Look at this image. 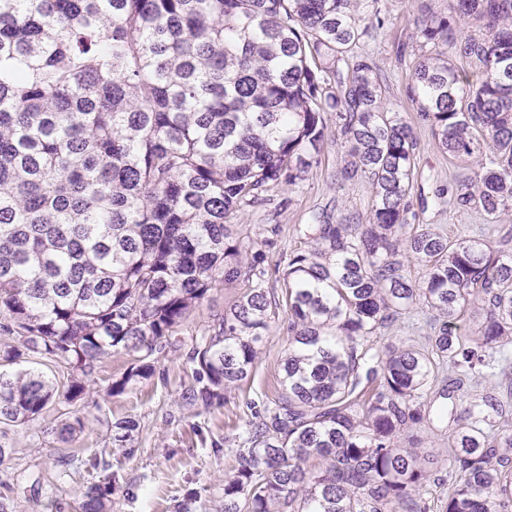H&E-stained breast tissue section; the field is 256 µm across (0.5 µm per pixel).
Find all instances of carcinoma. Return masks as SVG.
<instances>
[{
    "label": "carcinoma",
    "mask_w": 512,
    "mask_h": 512,
    "mask_svg": "<svg viewBox=\"0 0 512 512\" xmlns=\"http://www.w3.org/2000/svg\"><path fill=\"white\" fill-rule=\"evenodd\" d=\"M375 3L0 0V431L63 400L69 441L97 365L135 356L113 397L150 377L226 282L242 291L189 352L186 399L209 407L238 387L276 311L262 244L227 219L305 179L333 112L349 143L340 179H368L371 206L298 228L281 388L247 424L224 512H512V430L493 428L512 398V251L414 223L413 128L353 55L384 24ZM462 20L483 33L456 34ZM412 39L420 117L450 158L476 161L448 207L497 224L512 212V0H448ZM420 302L441 321L425 344L369 343ZM472 313L477 327L459 331ZM444 370L457 375L444 400L464 378L488 389L444 407L447 448H408L402 432L426 420L419 399ZM138 427L112 423L82 512H110ZM431 485L448 494L427 497Z\"/></svg>",
    "instance_id": "1"
}]
</instances>
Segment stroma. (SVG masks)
<instances>
[{
  "mask_svg": "<svg viewBox=\"0 0 512 512\" xmlns=\"http://www.w3.org/2000/svg\"><path fill=\"white\" fill-rule=\"evenodd\" d=\"M385 22L371 30L354 49L355 55L372 59L384 97L402 112L417 139L412 209L418 223L452 235L461 229L484 231L482 215L456 212L437 199L436 192L454 185L472 172L471 166L452 160L438 146L431 125L423 121L408 94L413 60L412 28L415 17L443 13L448 0H378ZM347 148L335 126H328L319 161L299 187L271 189L264 204L237 217L242 234L265 242L267 286L282 289V273L290 256L303 245L295 231L311 211H327L332 217L349 212L367 213L371 188L367 181L341 182L338 170ZM238 285H224L179 327L178 336L192 346L207 331L214 316L223 314L235 301ZM288 318L279 315L265 331L254 368L240 387L226 392L222 403L205 408L189 403L186 391L194 386V366L186 356L160 355L153 375L130 387L119 397L109 396L112 381L120 379L134 362L133 356L115 354L99 365L95 384L81 401L84 432L70 442L77 461L66 483H57L53 462L62 446L55 433L61 419L51 411L36 420L10 428L0 444L8 454L0 465V496L9 498L13 512H81V489L98 471L85 462L95 450L110 445L111 424L122 418L139 423L132 444L134 455L124 465V481L112 496V512H221L224 477L231 474L235 451L248 420L261 410L267 397L279 389L281 364L288 351ZM433 313L422 305L374 335L375 346L433 335ZM43 477L40 503H32L17 488L33 474Z\"/></svg>",
  "mask_w": 512,
  "mask_h": 512,
  "instance_id": "obj_1",
  "label": "stroma"
}]
</instances>
